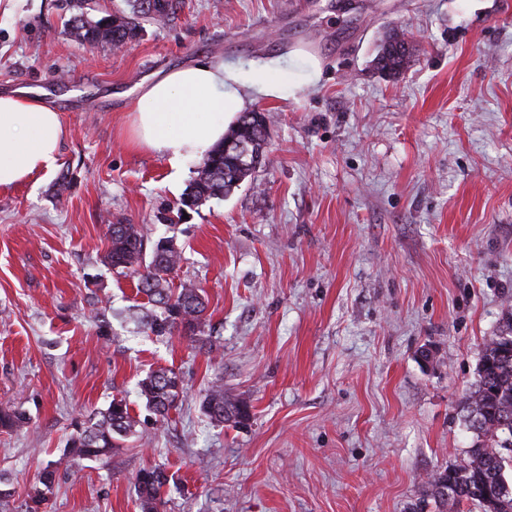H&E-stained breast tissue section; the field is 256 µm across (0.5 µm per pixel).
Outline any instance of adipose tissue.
Here are the masks:
<instances>
[{"mask_svg":"<svg viewBox=\"0 0 512 512\" xmlns=\"http://www.w3.org/2000/svg\"><path fill=\"white\" fill-rule=\"evenodd\" d=\"M277 90L267 67L245 83L220 59L177 68L133 90L124 140L131 150L160 154L177 169L223 140L227 122L244 110L247 94ZM64 137L56 109L21 89L0 92V189L52 171Z\"/></svg>","mask_w":512,"mask_h":512,"instance_id":"obj_1","label":"adipose tissue"}]
</instances>
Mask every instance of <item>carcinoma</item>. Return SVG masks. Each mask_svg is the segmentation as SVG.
I'll return each instance as SVG.
<instances>
[{
  "instance_id": "1",
  "label": "carcinoma",
  "mask_w": 512,
  "mask_h": 512,
  "mask_svg": "<svg viewBox=\"0 0 512 512\" xmlns=\"http://www.w3.org/2000/svg\"><path fill=\"white\" fill-rule=\"evenodd\" d=\"M173 0H134L129 15L117 13L110 19L92 21L82 15L70 35L89 46L108 45L117 50L134 40L141 29L140 19L160 20L168 16ZM411 47L394 35L378 58L377 68L388 75L400 74ZM269 138L268 117L260 112L240 113L235 125L224 133V141L205 152L196 167V177L180 200L185 207H199L211 199L227 196L246 181H253L265 163ZM106 265L127 271L137 278V293L152 308L141 317L150 335L158 340L178 334L213 351L207 334L205 291L191 281L175 287L171 274L181 262V252L173 240L155 239L145 226L109 224ZM138 393L159 422L169 419L179 408L183 381L172 369L150 371L138 382ZM202 413L214 423L244 428L253 418L249 401L224 390V381H213L200 401ZM464 424L473 434L467 457L459 464L430 474L426 496L437 512L468 504L479 512H512V483L505 477L512 469V317L489 337L479 360L477 377L460 403ZM19 410H0V428L11 430L25 423ZM130 413L125 399H112L95 413L75 420L64 455L73 460L112 463L115 449L143 440L144 432ZM58 470L45 468L30 496L28 512H43L58 487ZM448 478V496L440 492V481ZM168 475L158 467H145L136 475V493L141 512H160Z\"/></svg>"
}]
</instances>
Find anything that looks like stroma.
Instances as JSON below:
<instances>
[{"label":"stroma","instance_id":"1","mask_svg":"<svg viewBox=\"0 0 512 512\" xmlns=\"http://www.w3.org/2000/svg\"><path fill=\"white\" fill-rule=\"evenodd\" d=\"M73 14L0 13V90L40 93L67 132L52 172L0 190V409L30 418L0 432L10 512L115 397L147 444L61 473L47 512H140L149 465L172 477L163 512H411L465 458L459 404L512 314V0H177L120 53L74 41ZM395 28L412 57L385 76ZM212 58L277 64L280 91L246 102L271 119L266 164L167 227L196 164L127 147L128 93ZM118 221L174 238L217 349L147 336L135 277L103 263ZM159 367L186 388L165 426L137 391ZM218 377L248 428L201 414Z\"/></svg>","mask_w":512,"mask_h":512}]
</instances>
